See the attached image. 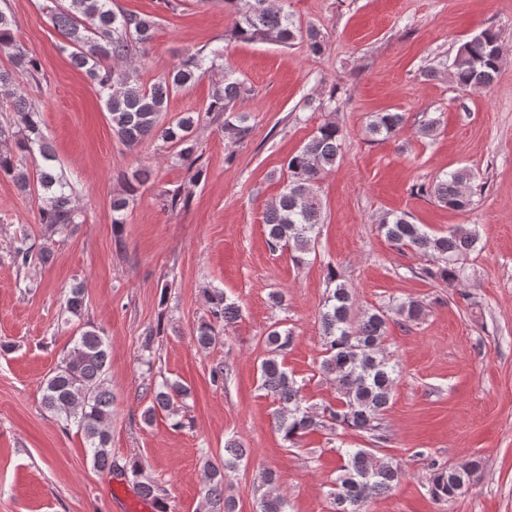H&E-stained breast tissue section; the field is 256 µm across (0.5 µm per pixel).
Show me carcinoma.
Masks as SVG:
<instances>
[{
    "label": "carcinoma",
    "instance_id": "obj_1",
    "mask_svg": "<svg viewBox=\"0 0 512 512\" xmlns=\"http://www.w3.org/2000/svg\"><path fill=\"white\" fill-rule=\"evenodd\" d=\"M231 14L229 36L238 41H266L288 44L296 37L295 24L283 7L274 0H224ZM53 27L65 38L72 63L85 70L93 82L108 113L113 134L128 148L134 149L147 138L155 137L178 148L177 156L194 170L195 179L202 171L196 168L197 155L192 131L201 117L189 115L165 126L161 116L167 111L170 97L215 71L223 56L219 50L189 49L186 56L167 73L147 84L139 76L136 63L152 45L157 20L136 12L116 11L112 0H68L51 14ZM15 20L0 9V46L15 50L19 72L34 79L41 71L39 59L15 39ZM499 35L485 29L463 43L453 62V79L462 89L491 86L501 66ZM250 89L226 68L222 78L212 83L205 112L224 115V134L233 141L248 138V116L237 110V103ZM0 112L12 113L7 126L0 125V177L10 179L22 192L31 188L28 159L38 155L42 164L36 168V183L46 194L39 210L38 223L48 234L59 233L70 224L79 223L70 183L57 172L51 145L40 130V111L20 91L14 72L0 69ZM405 123L401 112H377L367 126L368 133L390 139ZM343 141V131L334 121L321 124L309 141L288 158V178L279 196L265 211L264 223L271 250L288 248L293 259L302 263L314 251L320 235L321 202L317 194L322 176L336 165ZM151 177L148 170L133 173L134 184L123 195L112 198V223H124L123 215L135 202L138 187ZM473 175L466 169L445 173L432 182L427 193L440 206L466 211L472 204ZM386 237L397 248H409L432 258V266L423 269L425 277L450 284L460 280L462 261L475 250L476 233L458 226L446 234H433L423 225L409 220L404 212L390 213L381 222ZM50 248L23 237L12 252L18 269L38 262L47 264ZM327 280L335 287L327 295L321 311L324 356L323 374L336 382V407L322 413L312 411L301 395V388L288 375L278 354L292 341L288 329L270 326L266 344L270 356L260 365L262 387L278 402L277 428L283 441L295 446L306 434L320 429L353 430L377 440L384 439L381 416L393 396L398 365L383 351V342L391 322L411 324L423 313L414 300L402 301L388 310L364 312L357 316L351 290L338 281L336 269L327 268ZM209 319L196 327L192 339L207 349L216 339V327H227L241 316L237 302L222 292L208 294ZM66 310L80 318L86 307L83 286L70 289ZM110 344L107 336L86 329L71 340V347L52 373L42 382V405L53 417L76 425L83 433L86 450L93 465L109 474H140L134 460L119 466L112 460L107 430L112 419L114 397L107 385ZM188 396L179 381L166 380L153 390V404L141 413L149 425L157 410L177 419L178 403ZM342 474L332 482L328 492L334 512H364L374 498L392 491L404 476L399 463L379 460L367 448H341ZM247 456V450L229 443L224 460L205 466L206 499L214 512H237L234 498L224 496L226 472L233 470ZM430 492L439 501L454 499L473 486L480 462L469 467H446L431 463Z\"/></svg>",
    "mask_w": 512,
    "mask_h": 512
}]
</instances>
